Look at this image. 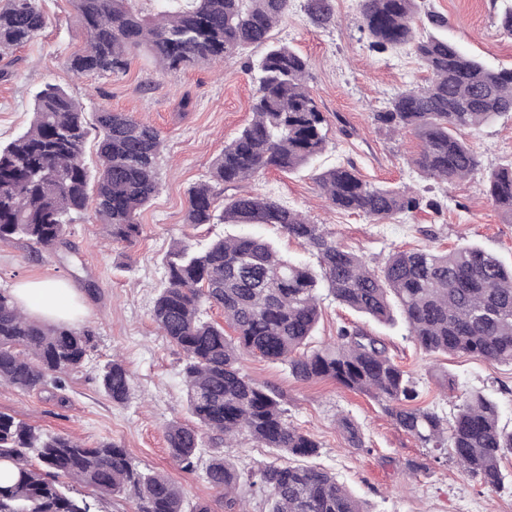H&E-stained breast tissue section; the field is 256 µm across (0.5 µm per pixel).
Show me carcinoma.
Listing matches in <instances>:
<instances>
[{
  "label": "carcinoma",
  "mask_w": 512,
  "mask_h": 512,
  "mask_svg": "<svg viewBox=\"0 0 512 512\" xmlns=\"http://www.w3.org/2000/svg\"><path fill=\"white\" fill-rule=\"evenodd\" d=\"M74 2L88 35L85 49L68 59L75 73H120L135 51L171 71L267 45L256 64L253 118L214 160L210 179L190 191L188 223L273 224L317 257L313 269L250 235L219 238L201 249L183 243L166 255L167 277L151 318L185 356L186 402L196 421L167 427L172 458L194 469L206 434L215 445L245 433L296 458L317 454L318 443L288 422L282 395L242 372L241 356L255 354L287 365L297 380L332 379L369 395L421 447L448 448L462 474L491 491L504 488L500 461L512 454V429L500 425L495 400L471 392L450 419L415 404L414 379L357 324L340 327L329 346L310 353L301 348L314 335L319 290L325 288L375 321L391 324L401 317L427 352L512 364V266L470 244L447 252L396 251L374 269L323 225L271 197L230 195L223 209L215 206L219 194L242 181L270 169L293 172L326 151V119L307 85V60L286 44L269 42L290 0H183L178 10L153 15L144 14L138 0ZM305 11L319 27L334 21L333 0H306ZM360 13L373 48L409 45L431 73L426 86L395 95L385 111L374 113L375 121L393 132H415L422 149L414 164L428 179L451 183L477 171L478 156L457 131L512 112V68H492L442 36L418 37L416 0H360ZM46 25L39 0H3L0 52L27 44ZM93 130L97 163L90 168L84 153ZM161 149L154 127L107 108L89 119L63 87L47 86L35 96L29 129L0 146V241L24 239L52 252L68 244L74 216L90 203L112 241H133L141 210L160 189ZM488 182L493 205L512 223V166L492 170ZM319 185L335 208L378 221L394 220L422 202L407 189L376 187L340 165L322 172ZM207 305L224 311L235 339L205 317ZM91 348L90 331L34 320L0 288V383L61 394ZM98 381L112 402L128 401L132 379L121 360H110ZM337 425L351 447H365L351 419L341 416ZM32 451L37 466L30 463ZM2 462L12 464L14 475L0 482V512H93L87 499L65 493L61 477L100 494L128 495L134 512H185L180 488L163 474L135 468L118 445L103 440L90 448L65 435L44 436L0 413ZM204 479L224 498L225 512H248L236 493L242 473L224 455L212 456ZM247 480L267 493L269 512H369L325 469L265 464Z\"/></svg>",
  "instance_id": "carcinoma-1"
}]
</instances>
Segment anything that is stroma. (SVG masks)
<instances>
[{"label": "stroma", "instance_id": "stroma-1", "mask_svg": "<svg viewBox=\"0 0 512 512\" xmlns=\"http://www.w3.org/2000/svg\"><path fill=\"white\" fill-rule=\"evenodd\" d=\"M507 0H417L415 24L432 33L427 16H444L442 33L465 52L492 67H512V36L497 14ZM293 0L288 16L270 33L308 62V85L327 118L328 148L315 167L293 174L269 171L242 183L240 192L274 197L325 225L338 243L369 266L403 249L446 250L478 244L512 265V223L487 195V169L512 163V112L463 130V140L481 161L480 172L453 183H435L414 165L420 141L410 130L396 133L373 115L398 92L425 83L428 74L412 47L374 51L361 28L358 0H334L335 22L322 28ZM47 26L29 44L0 54V143L24 131L33 119L36 93L45 85L64 87L86 112L109 108L153 126L163 149L161 187L138 221L133 242L115 243L93 212L71 226L70 249L49 256L24 240L0 242V288L34 279L67 282L80 307L70 325L93 333V347L81 372L67 383L66 406L48 391L23 392L0 386V413L46 434L72 437L87 446L109 439L126 448L138 469L158 471L177 484L186 507L208 504L224 512V501L202 478L210 447H203L194 470L173 460L165 436L168 423H191L183 381L184 355L157 331L151 308L166 279L164 258L177 243L205 246L211 240L251 234L272 240L281 253L309 265L317 258L280 229L266 224L188 223L189 190L207 179L213 160L252 118L258 74L251 65L264 53L253 46L225 59L223 66L198 64L161 71L150 58L134 56L125 72L73 77L69 57L87 42L73 0H40ZM188 108H181V101ZM354 165L364 180L383 187L412 188L420 209L391 222L331 207L316 180L317 171ZM358 313L323 295L321 316L311 340L318 348L333 342L340 326L360 322ZM394 361L414 377L419 405L453 416L463 393L480 391L500 405L503 425L512 427V365L465 354L428 353L404 322L370 323ZM120 355L133 387L129 400L113 403L100 389L98 370ZM244 374L281 393L291 424L319 444L307 463L335 474L369 512H512V488L491 491L458 470L445 450L421 447L397 427L373 398L336 381L303 382L286 365L258 356L241 360ZM344 415L360 428L364 449L350 447L336 424Z\"/></svg>", "mask_w": 512, "mask_h": 512}]
</instances>
